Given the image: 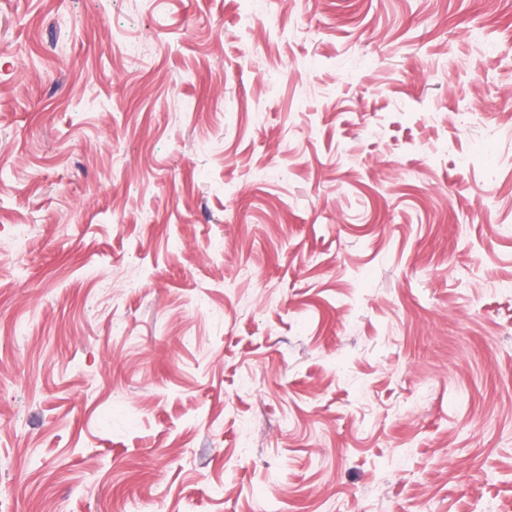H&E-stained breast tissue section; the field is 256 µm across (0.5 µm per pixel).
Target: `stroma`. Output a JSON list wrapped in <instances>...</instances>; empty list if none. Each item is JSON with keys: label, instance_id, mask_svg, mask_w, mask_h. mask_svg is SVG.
<instances>
[{"label": "stroma", "instance_id": "stroma-1", "mask_svg": "<svg viewBox=\"0 0 512 512\" xmlns=\"http://www.w3.org/2000/svg\"><path fill=\"white\" fill-rule=\"evenodd\" d=\"M0 512H512V0H0Z\"/></svg>", "mask_w": 512, "mask_h": 512}]
</instances>
